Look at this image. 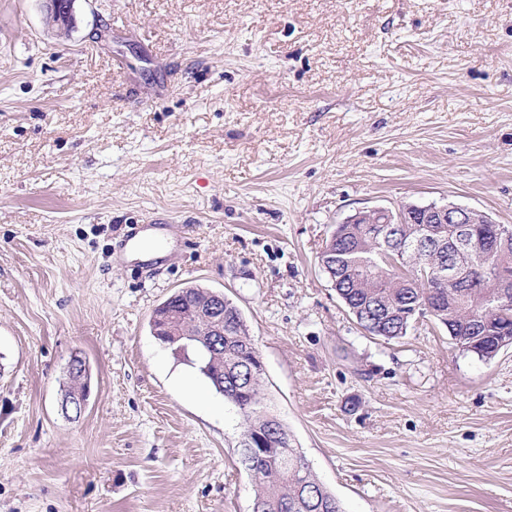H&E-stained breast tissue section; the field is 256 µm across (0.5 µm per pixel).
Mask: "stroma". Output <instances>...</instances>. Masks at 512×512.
<instances>
[{
	"instance_id": "35a3bbf8",
	"label": "stroma",
	"mask_w": 512,
	"mask_h": 512,
	"mask_svg": "<svg viewBox=\"0 0 512 512\" xmlns=\"http://www.w3.org/2000/svg\"><path fill=\"white\" fill-rule=\"evenodd\" d=\"M449 202L512 225V0H75L67 33L0 0V512H251L239 412L151 332L189 286L343 512H512V348L368 335L319 263L358 210ZM149 215L184 236L117 260ZM66 374L70 380V386L65 391L62 401L60 400V411L68 417L72 414L80 417L88 405L89 365L83 357L74 354L68 362Z\"/></svg>"
}]
</instances>
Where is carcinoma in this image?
Wrapping results in <instances>:
<instances>
[{
  "mask_svg": "<svg viewBox=\"0 0 512 512\" xmlns=\"http://www.w3.org/2000/svg\"><path fill=\"white\" fill-rule=\"evenodd\" d=\"M406 223L400 234L405 242L414 241L422 235L428 236L429 244L423 252L425 257L440 258L449 252L456 235L455 224H420V210L416 206L408 209ZM374 225L361 219L342 226V235L336 239L332 250L336 253V294L347 310L360 312L358 325L365 331L386 341L406 336L412 319L405 322L401 313L410 311L414 301H428L433 310L429 319L448 328L452 344L460 350L473 353L480 358H492L499 352V341L503 330L510 328L512 321L503 319L498 313L500 288L488 274L494 267L512 273V243L495 252L475 245L465 260L460 275L459 287L450 288L448 282L434 281L428 285L407 277L383 264L377 247L371 240ZM209 290L198 287L182 288L174 293L154 311L153 323L168 310L176 307L186 313L190 332L197 335L185 345L202 350L210 337L206 336L207 323L193 318L192 310L207 299ZM478 314L484 320L483 328L471 329L470 316ZM224 344L217 345L213 353L202 359V370L224 399L243 404L239 413L243 419L240 441L241 463L250 472L255 494L252 512H342L339 500L327 489L320 491L319 505L304 509L306 489H301L295 480L294 470L306 462L295 448V439L288 428L264 404L262 374L254 376L251 394L236 393L234 379L245 374V362L253 361L255 343L250 336L241 311L233 302H224ZM263 433L274 443L279 452L267 459L248 461L246 444L250 437Z\"/></svg>",
  "mask_w": 512,
  "mask_h": 512,
  "instance_id": "obj_1",
  "label": "carcinoma"
}]
</instances>
